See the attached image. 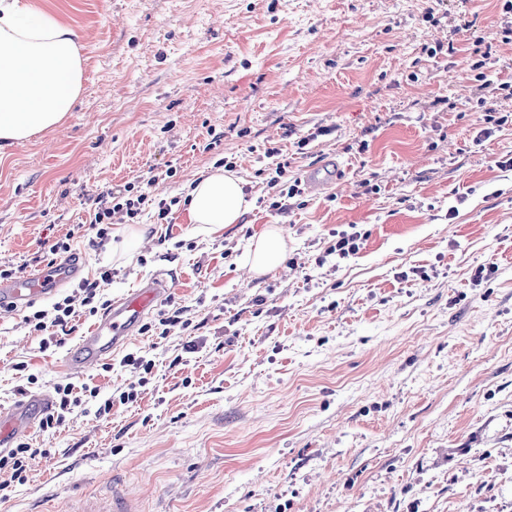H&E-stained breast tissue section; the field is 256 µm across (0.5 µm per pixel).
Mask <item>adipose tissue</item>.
Returning <instances> with one entry per match:
<instances>
[{
	"label": "adipose tissue",
	"mask_w": 512,
	"mask_h": 512,
	"mask_svg": "<svg viewBox=\"0 0 512 512\" xmlns=\"http://www.w3.org/2000/svg\"><path fill=\"white\" fill-rule=\"evenodd\" d=\"M81 64L75 32L60 15L0 0V156L65 119L80 95ZM189 197V222L210 235L240 223L250 206L241 177L222 167L194 176ZM286 249L284 228L267 225L243 264L250 276L266 275Z\"/></svg>",
	"instance_id": "ef3b65f1"
}]
</instances>
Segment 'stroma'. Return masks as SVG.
<instances>
[{
  "mask_svg": "<svg viewBox=\"0 0 512 512\" xmlns=\"http://www.w3.org/2000/svg\"><path fill=\"white\" fill-rule=\"evenodd\" d=\"M22 2L74 29L82 91L0 158V265L36 274L109 188L147 181L176 204L168 223L139 218L129 253L71 243L82 279L111 269L105 299L167 278L126 347L151 369H74L94 318L44 349L0 311V411L82 390L63 426L28 435L47 454L0 512L116 488L139 512H512V94L489 128L473 68L490 47L512 83L504 0ZM328 160L340 181L272 209L277 164L301 178ZM222 161L251 208L207 235L187 182ZM269 224L288 250L247 277ZM349 230L359 251L328 254Z\"/></svg>",
  "mask_w": 512,
  "mask_h": 512,
  "instance_id": "stroma-1",
  "label": "stroma"
}]
</instances>
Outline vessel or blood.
Segmentation results:
<instances>
[{
    "mask_svg": "<svg viewBox=\"0 0 512 512\" xmlns=\"http://www.w3.org/2000/svg\"><path fill=\"white\" fill-rule=\"evenodd\" d=\"M83 267L75 260L56 262L45 274L0 281V309L12 312L33 301L53 294L57 288L77 280ZM167 290L162 276H155L128 295L113 301L92 331L82 336L70 356L72 366L85 368L112 354L135 336L144 316L150 312ZM51 405L49 395L40 394L18 402L9 412L0 415V447L31 432L37 414ZM80 512H134L125 493L113 492L111 498L87 500Z\"/></svg>",
    "mask_w": 512,
    "mask_h": 512,
    "instance_id": "b4317fda",
    "label": "vessel or blood"
}]
</instances>
